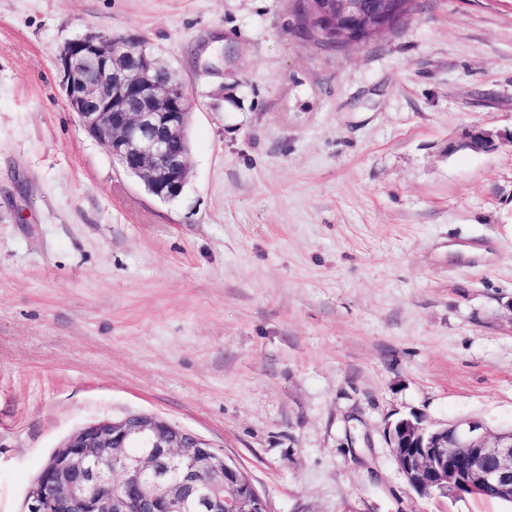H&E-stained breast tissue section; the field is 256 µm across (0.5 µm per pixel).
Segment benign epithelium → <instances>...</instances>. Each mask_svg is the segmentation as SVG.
Masks as SVG:
<instances>
[{
	"label": "benign epithelium",
	"instance_id": "1",
	"mask_svg": "<svg viewBox=\"0 0 512 512\" xmlns=\"http://www.w3.org/2000/svg\"><path fill=\"white\" fill-rule=\"evenodd\" d=\"M362 0H331L303 33L356 45L391 25ZM61 85L79 125L156 199L183 192L191 173V97L137 36L86 32L59 55ZM512 132L473 126L449 151L486 152ZM387 436L408 486L458 498L492 492L512 502V431L478 422L401 418ZM140 448L131 453L128 448ZM269 512L247 475L203 438L149 413L99 419L74 431L43 464L23 512Z\"/></svg>",
	"mask_w": 512,
	"mask_h": 512
}]
</instances>
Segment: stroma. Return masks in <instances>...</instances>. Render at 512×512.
Here are the masks:
<instances>
[{"instance_id": "1", "label": "stroma", "mask_w": 512, "mask_h": 512, "mask_svg": "<svg viewBox=\"0 0 512 512\" xmlns=\"http://www.w3.org/2000/svg\"><path fill=\"white\" fill-rule=\"evenodd\" d=\"M294 0H0V512L132 412L234 461L270 512H512L411 491L386 427L512 430V0H415L373 41ZM135 35L192 101L160 201L68 108L58 56ZM504 142L512 144V131L507 134L506 132L494 131L476 125L466 130L461 139L450 145L448 150L450 152L471 151L480 153L490 151Z\"/></svg>"}]
</instances>
